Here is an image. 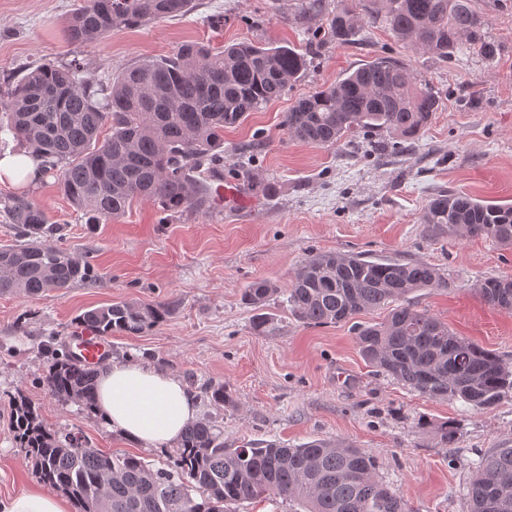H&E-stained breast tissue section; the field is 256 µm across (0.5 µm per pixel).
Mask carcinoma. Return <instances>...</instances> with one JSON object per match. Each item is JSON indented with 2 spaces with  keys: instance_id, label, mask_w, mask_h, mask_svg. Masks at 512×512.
Here are the masks:
<instances>
[{
  "instance_id": "1",
  "label": "carcinoma",
  "mask_w": 512,
  "mask_h": 512,
  "mask_svg": "<svg viewBox=\"0 0 512 512\" xmlns=\"http://www.w3.org/2000/svg\"><path fill=\"white\" fill-rule=\"evenodd\" d=\"M368 4L362 14L345 8L329 14L325 35L344 42L381 22L404 44L443 59L464 41L485 57L495 53L473 0ZM295 5L293 19L303 25L322 14V0ZM190 6L191 0H84L65 32L73 43L95 44L116 27L182 15ZM308 65V54L287 44L190 42L169 56L122 69L102 98L78 85L79 63L42 65L7 90L0 133L35 152L42 173L55 178L90 224L122 216L137 199L178 213L208 203L207 185L194 173L224 162V128L279 98ZM437 109V98L405 66L377 58L298 99L281 126L317 147L335 146L358 131L405 141ZM105 125L111 134L99 142ZM0 204L27 238L0 248L1 295L37 296L93 279L86 259L44 242L52 228L34 200L13 195ZM421 223L435 235L482 236L512 247V205L484 203L464 192L434 194ZM446 287L426 263L320 253L298 264L286 295L291 313L309 324L347 322L400 302L384 321L358 328L365 362L426 397L493 408L512 391V367L438 318L401 303L416 290ZM474 290L489 306L512 311V279L485 278ZM280 292L266 279L245 289L244 303L258 310L256 331L268 328L261 310ZM168 313L161 302H117L83 312L76 324L101 336L137 335ZM96 377L97 370L56 357L43 384L50 396L90 411ZM203 394L216 408L232 403L222 385L207 386ZM14 411L13 432L25 459L44 484L72 500L75 512H236L240 504L267 496L287 501L293 512H406L379 477L375 458L352 445L318 439L294 448L259 440L227 446L224 433L204 419L164 450L168 468H155L135 455L105 453L74 434L50 430L22 396ZM466 512H512V448H492L481 457Z\"/></svg>"
}]
</instances>
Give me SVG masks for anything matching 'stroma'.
<instances>
[{"mask_svg": "<svg viewBox=\"0 0 512 512\" xmlns=\"http://www.w3.org/2000/svg\"><path fill=\"white\" fill-rule=\"evenodd\" d=\"M78 2L0 0V95L26 69L74 61L80 83L104 89L123 68L187 42L287 43L306 52L309 65L280 99L224 131V177L250 198L242 212L208 204L171 214L139 200L118 219L91 224L51 176L29 186L0 183V198H33L53 229L47 243L86 258L95 275L62 291L0 295V504L40 484L11 428L19 393L50 429L164 466L160 450L130 441L43 385L49 353H65L79 315L136 301L163 302L171 312L143 333L110 336L111 361L165 369L193 392L224 385L234 406L202 401L198 415L218 425L225 444H352L376 459L381 479L410 512H464L481 456L512 447V393L487 410L422 396L369 367L350 324L298 321L284 290L299 261L316 253L426 262L449 286L410 294L412 307L512 366V312L489 307L473 290L484 278H512V248L435 236L420 222L441 190L512 205V0H474L493 56L464 47L447 59L403 45L380 24L348 42L314 40L278 0H192L183 15L115 28L85 46L65 33ZM218 13L224 24L215 29L209 20ZM378 57L407 67L439 99L428 124L399 152L369 151L364 133L316 147L282 129L296 100ZM258 278L282 290L264 308L270 326L262 334L241 300ZM446 424L456 430L450 444L441 436Z\"/></svg>", "mask_w": 512, "mask_h": 512, "instance_id": "1", "label": "stroma"}]
</instances>
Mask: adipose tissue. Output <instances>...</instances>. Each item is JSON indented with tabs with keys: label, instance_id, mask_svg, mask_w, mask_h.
Here are the masks:
<instances>
[{
	"label": "adipose tissue",
	"instance_id": "obj_1",
	"mask_svg": "<svg viewBox=\"0 0 512 512\" xmlns=\"http://www.w3.org/2000/svg\"><path fill=\"white\" fill-rule=\"evenodd\" d=\"M95 410L130 440L154 448L178 442L197 416L195 398L183 383L147 363L101 367Z\"/></svg>",
	"mask_w": 512,
	"mask_h": 512
}]
</instances>
